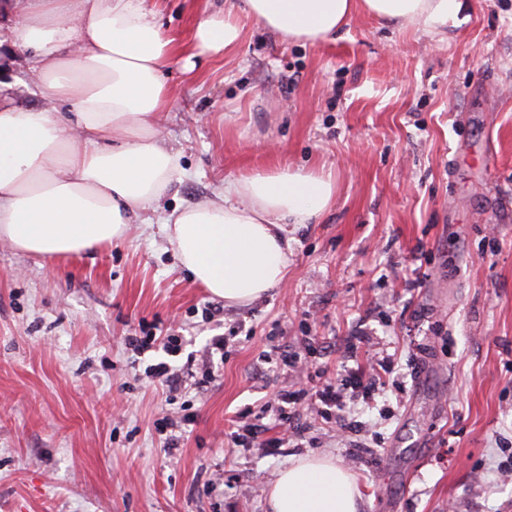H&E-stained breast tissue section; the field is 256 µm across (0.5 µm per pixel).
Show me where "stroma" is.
I'll return each mask as SVG.
<instances>
[{
    "label": "stroma",
    "mask_w": 512,
    "mask_h": 512,
    "mask_svg": "<svg viewBox=\"0 0 512 512\" xmlns=\"http://www.w3.org/2000/svg\"><path fill=\"white\" fill-rule=\"evenodd\" d=\"M188 39L224 0H147ZM442 33L364 10L317 44L242 18L228 55L173 64L165 146L181 181L121 240L40 256L0 241V512H268L275 474L323 454L350 471L361 512H512V0H465ZM29 50L0 43V99L70 118L37 90ZM324 169L336 194L290 226L288 276L251 304L213 302L179 263L162 220L222 198L240 172ZM149 330L179 356L139 351ZM227 339L207 387L147 378ZM312 371L265 362L303 352ZM359 364L392 355L357 404L363 448L305 412L302 447L234 448L237 412L333 379L350 337ZM190 412L177 448L156 430Z\"/></svg>",
    "instance_id": "obj_1"
}]
</instances>
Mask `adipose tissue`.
Wrapping results in <instances>:
<instances>
[{"instance_id":"ef3b65f1","label":"adipose tissue","mask_w":512,"mask_h":512,"mask_svg":"<svg viewBox=\"0 0 512 512\" xmlns=\"http://www.w3.org/2000/svg\"><path fill=\"white\" fill-rule=\"evenodd\" d=\"M190 42L166 35L145 0H27L7 30L35 50L42 93L68 102L74 122L40 108H0V239L33 254L78 253L124 238L181 175L156 134L170 103L176 59L233 52L245 14L284 41L332 38L356 7L399 25L456 24L462 0H225ZM336 192L331 175L255 169L225 180L221 201L173 210L169 241L193 280L226 305H245L288 272V227L316 219ZM352 475L332 458L281 469L270 512H360Z\"/></svg>"}]
</instances>
